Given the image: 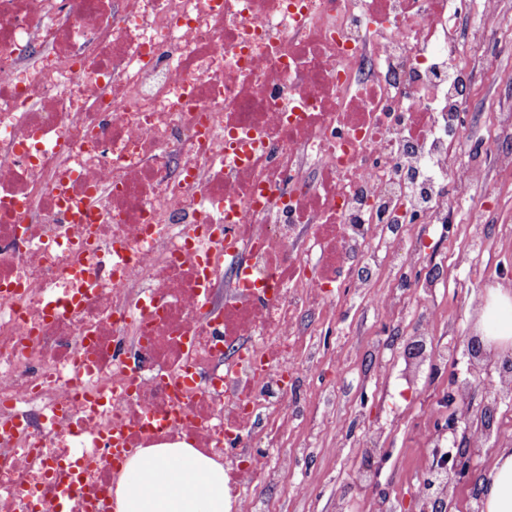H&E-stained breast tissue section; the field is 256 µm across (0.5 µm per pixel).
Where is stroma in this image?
I'll list each match as a JSON object with an SVG mask.
<instances>
[{
    "instance_id": "stroma-1",
    "label": "stroma",
    "mask_w": 512,
    "mask_h": 512,
    "mask_svg": "<svg viewBox=\"0 0 512 512\" xmlns=\"http://www.w3.org/2000/svg\"><path fill=\"white\" fill-rule=\"evenodd\" d=\"M465 95L468 111L478 116L476 132L490 136L495 110L512 108V54L503 57L499 73H476ZM480 204L496 205L512 224V189L502 185L495 166H488L486 180L472 189L467 206L455 210L449 231L432 228L421 234L419 271L440 274L443 282L437 296L414 295L402 311L382 312L346 291L336 292L343 314L309 339L319 355V367L301 386L306 401L302 419L279 440L278 448L293 452L316 427L321 435L308 452L297 456L287 481L267 489L270 512H337L343 501L353 512H372V499L349 479L358 467L375 471L388 512H418V486L423 480L418 465L433 450L426 440V425L444 408L448 378L421 368L424 393L415 397L403 376L402 342H394L380 360L374 348L393 327L407 324L420 308L431 305L454 316L448 354L455 375L468 377L471 365L461 347L484 327L481 300L494 273L481 275L456 267L454 259L466 244L469 209ZM381 363L386 366L382 373L377 370ZM489 424L485 444L473 459L479 473L492 463L503 442H512V396H501ZM376 428L384 429L390 451L382 461L360 452L361 443Z\"/></svg>"
}]
</instances>
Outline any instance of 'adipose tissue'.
I'll list each match as a JSON object with an SVG mask.
<instances>
[{"label":"adipose tissue","instance_id":"1","mask_svg":"<svg viewBox=\"0 0 512 512\" xmlns=\"http://www.w3.org/2000/svg\"><path fill=\"white\" fill-rule=\"evenodd\" d=\"M484 512H512V448L480 480ZM116 512H228L224 466L190 445L146 448L125 464L114 490Z\"/></svg>","mask_w":512,"mask_h":512}]
</instances>
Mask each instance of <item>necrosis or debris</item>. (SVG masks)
<instances>
[{
    "label": "necrosis or debris",
    "instance_id": "obj_1",
    "mask_svg": "<svg viewBox=\"0 0 512 512\" xmlns=\"http://www.w3.org/2000/svg\"><path fill=\"white\" fill-rule=\"evenodd\" d=\"M504 0H0V512H112L110 440L186 441L269 512L341 288L434 293L413 217L512 176L469 135ZM434 308L412 336L438 373Z\"/></svg>",
    "mask_w": 512,
    "mask_h": 512
}]
</instances>
